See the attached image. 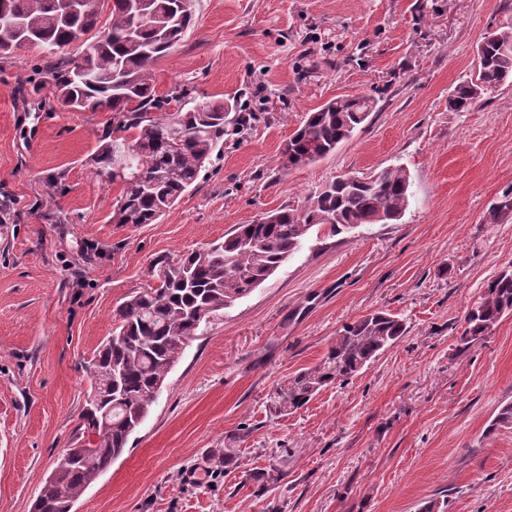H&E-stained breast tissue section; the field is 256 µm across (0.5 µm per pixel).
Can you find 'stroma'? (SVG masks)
Wrapping results in <instances>:
<instances>
[{
	"instance_id": "35a3bbf8",
	"label": "stroma",
	"mask_w": 512,
	"mask_h": 512,
	"mask_svg": "<svg viewBox=\"0 0 512 512\" xmlns=\"http://www.w3.org/2000/svg\"><path fill=\"white\" fill-rule=\"evenodd\" d=\"M512 0H197L195 24L154 66L155 91L221 99L240 124L157 222L112 221L119 184L88 164L110 124L53 96L36 49L0 58V512H29L82 424L91 361L117 309L158 258L301 206L336 177L404 165L403 218L339 235L314 227L251 294L186 345L124 454L78 512H512V315L459 338L487 281L512 268V80L474 110L448 96ZM370 98L374 110L326 158L284 172L307 112ZM405 336L292 414L276 387L314 366L364 314ZM236 463L224 464L225 449ZM264 481H257V474Z\"/></svg>"
}]
</instances>
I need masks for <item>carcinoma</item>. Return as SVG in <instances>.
Listing matches in <instances>:
<instances>
[{"label": "carcinoma", "mask_w": 512, "mask_h": 512, "mask_svg": "<svg viewBox=\"0 0 512 512\" xmlns=\"http://www.w3.org/2000/svg\"><path fill=\"white\" fill-rule=\"evenodd\" d=\"M53 0H0V8L24 15L29 36L47 46L45 71L57 97L81 111L112 113L115 127L100 136L90 155L94 173L111 169L113 134L131 152L120 205L112 212L118 224H152L160 219L198 179L213 155L224 150V117L228 106L214 100L187 106L181 96L160 99L154 94L153 65L184 38L194 24L193 10L181 12L176 0H150L151 20L139 38L128 36V0H84L83 12L62 23ZM110 6L108 36L88 43L77 56L52 47L71 44L86 34ZM472 76L461 80L448 96V111L469 112L482 96L512 79V28L490 32ZM176 102V109L164 106ZM373 111L365 97L338 96L308 113L279 155L286 171L332 154L349 129ZM413 196L406 167H386L362 182L337 179L328 189L299 207L268 213V220L240 224L224 240L180 256L161 260L153 274L156 285L128 296L119 309V323L92 361L91 389L104 390L108 373L122 370L120 392L112 405H89L83 414L79 446L55 476H48L30 512H66L112 461L127 448L130 436L149 414L166 376L180 359L184 340L200 334L206 318L229 308L268 280L300 250L310 231L329 224L330 233L368 224H384L408 209ZM490 220L512 217V189L490 208ZM512 313V270L488 282L480 301L466 316L460 336L468 345ZM402 320L374 311L345 325L319 364L303 369L276 389L269 412L281 416L304 406L322 388L344 383L405 334Z\"/></svg>", "instance_id": "1"}]
</instances>
